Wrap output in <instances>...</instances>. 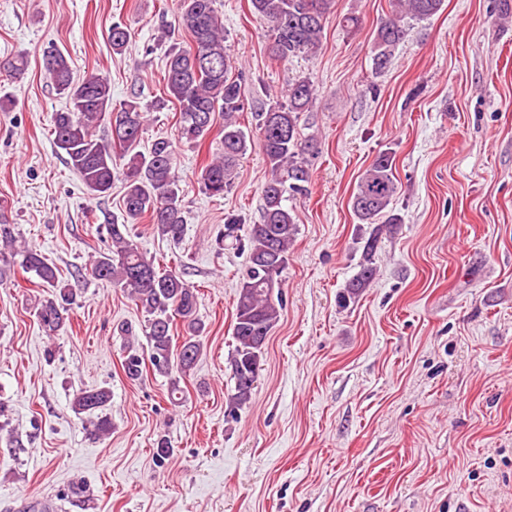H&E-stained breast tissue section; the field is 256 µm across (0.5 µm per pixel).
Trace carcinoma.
<instances>
[{
    "mask_svg": "<svg viewBox=\"0 0 512 512\" xmlns=\"http://www.w3.org/2000/svg\"><path fill=\"white\" fill-rule=\"evenodd\" d=\"M390 12L381 19L373 38L372 61L375 71L386 68L395 49L408 37L410 21L436 15L444 0H389ZM216 0H180L175 22L187 31L191 44L170 47L165 64L167 100L180 114V137L199 143L214 127L216 115L224 117L219 129L223 152L202 169L205 191L222 195L236 176L241 159L253 145V134L243 128L238 114L245 111L243 74L232 75L224 23L215 8ZM251 12L268 25L272 56L288 63L318 48L333 0H250ZM112 52L123 53L129 31L120 23L109 33ZM46 74L56 90L66 96V106L53 116V142L64 153L67 164L95 197H106L116 177L114 147L123 150V220L112 218L104 225L112 248L90 262V272L98 280L120 289L147 317L148 350L128 345L121 366L126 377L136 381L146 366L169 378V397L182 393L173 372L185 373L202 349L200 337L205 325L197 313V290L183 274L161 269L128 240L129 224L147 215L157 234L173 242L184 234V217L176 154L173 143L158 138L145 151L137 150L147 117L148 105L135 100L112 102L111 85L98 75L74 80L64 53L55 47L43 50ZM315 94L306 77L288 84L285 99H268L252 112L265 157L266 171L262 196V222L244 230L242 218H224V240L247 250L249 265L240 285L235 306L232 338L235 346L229 359L233 392L228 394L229 415L250 403L265 348L283 310L281 273L295 240L297 224L287 202L306 195L311 183L310 158L318 153V137L303 136L300 115L308 111ZM108 123V136L98 138L93 128ZM400 193L392 152L378 154L361 174L351 198L358 223L368 228L364 238L359 273L341 296L342 304L368 287L376 275L374 256L382 236L396 232L403 222L392 204ZM19 265L39 279L38 287L47 294L34 306L41 329L50 337L65 325L71 306L77 303L78 289L59 281L56 266L36 249L17 244L12 226L0 220V268ZM180 320L186 332L175 342L173 324ZM111 391L105 387L82 390L73 399L77 414L87 416L85 430L92 440L112 433L108 413Z\"/></svg>",
    "mask_w": 512,
    "mask_h": 512,
    "instance_id": "obj_1",
    "label": "carcinoma"
}]
</instances>
